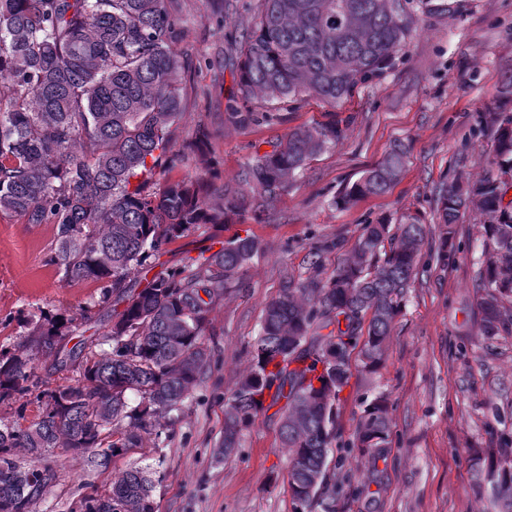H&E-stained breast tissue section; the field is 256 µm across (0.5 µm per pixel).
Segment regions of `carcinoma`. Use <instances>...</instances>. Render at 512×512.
Returning <instances> with one entry per match:
<instances>
[{
    "instance_id": "cac0c4a2",
    "label": "carcinoma",
    "mask_w": 512,
    "mask_h": 512,
    "mask_svg": "<svg viewBox=\"0 0 512 512\" xmlns=\"http://www.w3.org/2000/svg\"><path fill=\"white\" fill-rule=\"evenodd\" d=\"M260 20L229 57L245 95L280 100L312 95L334 105L360 84L379 78L402 50L409 30L403 0H260ZM178 18L168 0H0V214L51 224L44 262L68 283L101 285V311L80 319L94 332L73 346L74 318L31 314L26 343L0 348V402L16 405L17 420L0 422V512H33L56 480L41 460L64 448L103 464L143 444L151 421H178L211 364L205 343L208 314L231 287H245V268L259 251L238 236L210 254L185 257L146 285L132 271L202 225L262 219L312 157L336 144V122L295 128L243 165L244 195L220 189L207 200L211 171L157 191L153 171L181 112L182 62L171 49ZM269 112L232 107L225 120L246 126ZM495 154L473 184L444 183L435 198L439 247L461 210L483 217L476 293L484 334L512 333V113L495 117ZM409 144L395 141L383 159L347 184L337 207L385 193L400 177ZM429 229L414 217L366 224L351 249L344 239L314 247L312 273L288 281L262 311L250 370L226 400L224 432L215 456L239 447L262 417L277 424L288 449L294 512H339L343 487L330 481L341 453L377 462L390 444L388 398L365 401L352 439L336 430L339 394L352 361L376 372L420 274ZM341 257L323 275L322 254ZM73 368L74 383L47 387L34 361ZM140 401L132 407L128 395ZM42 412L28 425L27 406ZM497 458L476 473L512 512V445L500 436ZM154 480L133 466L108 494L92 490L80 512H156Z\"/></svg>"
}]
</instances>
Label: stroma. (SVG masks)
<instances>
[{
    "label": "stroma",
    "instance_id": "1",
    "mask_svg": "<svg viewBox=\"0 0 512 512\" xmlns=\"http://www.w3.org/2000/svg\"><path fill=\"white\" fill-rule=\"evenodd\" d=\"M217 0H178L180 35L172 47L185 65L182 114L172 127L168 155L155 186L200 172L215 159L221 184L237 186L243 164L289 130L341 119L344 134L313 157L261 221L245 219L220 229L201 227L168 247L175 265L236 236L260 244L246 267L243 288L216 304L207 325L211 370L179 421L162 422L143 445L94 466L57 448L48 462L58 474L34 512H78L89 488L108 490L134 465L150 467L157 512H293L287 451L278 428L256 420L241 448L225 459L213 454L224 426V399L250 367L265 302L284 280L301 281L311 268V247L336 236L353 244L363 225L407 215L434 225L438 187L483 178L494 154L491 119L512 112L501 97L503 74L512 69V0H410L413 18L405 48L384 74L359 85L336 105L313 96L285 102L243 97L226 63L243 33L257 20L259 0H232L230 23L215 12ZM243 112H271L275 122L235 127L225 122L229 100ZM210 132L207 156L190 152L198 125ZM398 139L410 145L399 179L381 195L354 205H333L335 195L382 159ZM476 209L462 212L448 244V262H430L414 283L398 318L383 366L373 374L353 368L340 395L337 428L355 430L365 398H389L392 444L371 463L351 454L336 469L350 486L341 512H497L489 488L471 482L476 458L492 446L498 415L512 416V337L491 342L481 326L474 288L475 252L482 241ZM54 229L0 215V346H21L20 316L43 311L72 315L97 308L93 282L66 283L44 257Z\"/></svg>",
    "mask_w": 512,
    "mask_h": 512
}]
</instances>
